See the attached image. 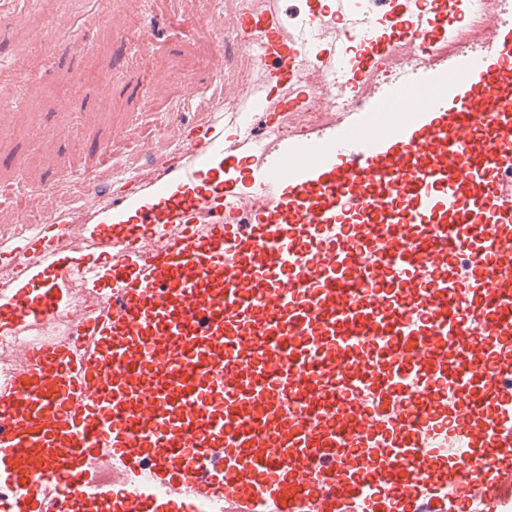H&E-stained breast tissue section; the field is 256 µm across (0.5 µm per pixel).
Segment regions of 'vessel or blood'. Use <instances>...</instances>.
<instances>
[{
	"label": "vessel or blood",
	"instance_id": "obj_1",
	"mask_svg": "<svg viewBox=\"0 0 512 512\" xmlns=\"http://www.w3.org/2000/svg\"><path fill=\"white\" fill-rule=\"evenodd\" d=\"M230 112L114 193L111 278L0 385V512H495L512 498V0H285ZM330 83L337 107L312 86ZM311 97L316 121L293 109ZM174 224L163 251L145 232ZM0 288L16 324L64 289ZM454 448L484 495H449Z\"/></svg>",
	"mask_w": 512,
	"mask_h": 512
}]
</instances>
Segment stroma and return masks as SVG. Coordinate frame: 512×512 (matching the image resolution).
<instances>
[{
	"label": "stroma",
	"instance_id": "stroma-1",
	"mask_svg": "<svg viewBox=\"0 0 512 512\" xmlns=\"http://www.w3.org/2000/svg\"><path fill=\"white\" fill-rule=\"evenodd\" d=\"M13 0L0 18V225L21 212L53 211L69 223L97 224L103 209L70 212L50 188L94 168L113 127L143 134L180 121L195 132L224 105V83L200 55L204 33L190 26L195 0ZM150 25L158 49L137 61L135 34ZM184 102L180 112L167 107Z\"/></svg>",
	"mask_w": 512,
	"mask_h": 512
}]
</instances>
